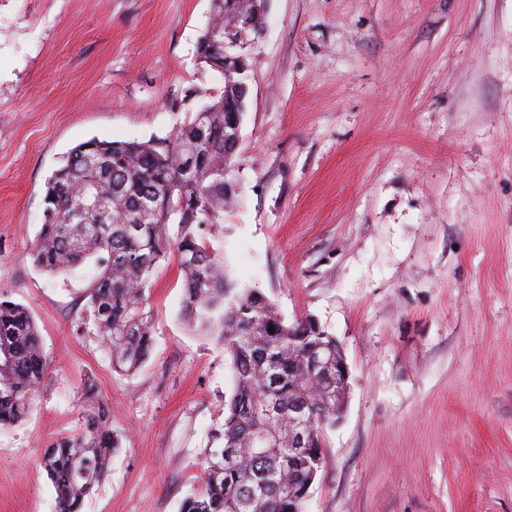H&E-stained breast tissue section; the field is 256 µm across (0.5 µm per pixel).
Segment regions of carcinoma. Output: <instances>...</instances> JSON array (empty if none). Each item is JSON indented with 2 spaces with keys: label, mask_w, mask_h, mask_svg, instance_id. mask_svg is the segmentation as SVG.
I'll list each match as a JSON object with an SVG mask.
<instances>
[{
  "label": "carcinoma",
  "mask_w": 512,
  "mask_h": 512,
  "mask_svg": "<svg viewBox=\"0 0 512 512\" xmlns=\"http://www.w3.org/2000/svg\"><path fill=\"white\" fill-rule=\"evenodd\" d=\"M252 8V0H212L197 60L219 73L224 87L205 94L202 108L170 136L91 139L70 152L47 179L33 248L35 264L47 273L94 262L87 305L112 371L126 376L153 347L147 310L153 276L177 261L181 317L224 347L232 375L224 421L213 430L222 446L208 449L205 484L185 497L181 512H305L300 494L319 472L322 431L336 424V372L326 375L314 365L331 355L336 338L310 317L286 321L262 291L240 285L224 255L208 245L238 197L229 178L236 151L228 118L245 117V74L224 70L225 34ZM49 366L28 309L1 296L0 429L25 420ZM302 411L314 416L315 433L293 452V421ZM120 448L100 405L89 409L82 427L50 444L39 466L54 485L57 512H82Z\"/></svg>",
  "instance_id": "obj_1"
}]
</instances>
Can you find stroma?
<instances>
[{
    "mask_svg": "<svg viewBox=\"0 0 512 512\" xmlns=\"http://www.w3.org/2000/svg\"><path fill=\"white\" fill-rule=\"evenodd\" d=\"M211 0H0V295L50 359L0 429V512H56L39 467L94 379L122 448L84 512H180L224 420L223 348L153 277L155 344L113 373L94 265L33 260L45 183L77 145L168 137L218 93ZM240 202L209 245L287 320L342 346L349 394L307 512H512V0H267L245 48Z\"/></svg>",
    "mask_w": 512,
    "mask_h": 512,
    "instance_id": "1",
    "label": "stroma"
}]
</instances>
